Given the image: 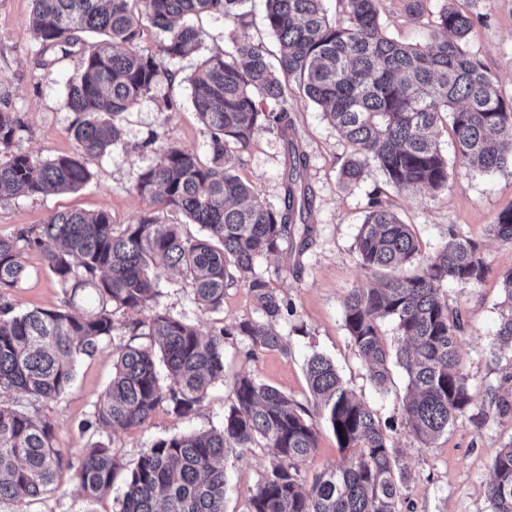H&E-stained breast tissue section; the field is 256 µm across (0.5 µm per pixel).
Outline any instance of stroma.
Instances as JSON below:
<instances>
[{"label": "stroma", "instance_id": "stroma-1", "mask_svg": "<svg viewBox=\"0 0 512 512\" xmlns=\"http://www.w3.org/2000/svg\"><path fill=\"white\" fill-rule=\"evenodd\" d=\"M444 0H425L422 17L409 16L405 0H380V19L391 37L416 44L425 42L433 29V16ZM32 0H0V107L8 108L25 127L21 147L42 160L71 154L69 127L75 118L66 104V81L80 66V51L64 56L41 51L30 29ZM482 15L470 34L471 48L487 65L504 99H512V0H480ZM189 25L201 33L192 54L167 62V78L161 81L122 121V142L104 156L90 161L92 177L80 189L48 196L20 197L0 203V237L43 224L53 213L66 209L104 210L113 224L136 223L153 210L150 199L137 194L139 173L155 155L143 146L150 136L159 144L178 146L206 156L210 136L191 103L188 82L195 67L229 47L226 38L231 21L212 16L189 17ZM176 102L175 110L160 111L163 98ZM288 110L295 134L307 154L306 178L313 192V232L301 266L285 258L257 261L256 273L269 276L274 288L292 306L291 315L277 329L287 336L286 351L252 350L247 339L236 336L224 345V380L217 383L198 409L179 417L158 411L144 426L127 430L84 433L80 424L112 378L115 348L123 337L106 343L94 356L83 359L76 379L63 398L47 405L45 412L55 425L59 448L80 453L98 438L119 452L125 465L137 461L143 448L157 439L186 435L221 426L233 400L238 374L275 387L308 410L319 430L318 448L301 466L305 481L326 467L341 463L343 455L324 423L309 392L306 361L316 353L330 358L343 379L387 422L388 445L407 467L402 489V512H491L487 485L492 463L500 449L512 441V416L499 415L488 389L512 375V352L500 349L494 332L502 317L511 313L503 303L496 279L468 287H448L450 308L464 322L460 352L470 375L472 421L457 425L428 448L401 423L402 399L407 379L398 365H391L386 388L369 379L364 360L355 352L344 327L343 303L350 288L370 279L361 268L354 248L365 216L367 197L381 191L383 200L408 224L413 225L423 254L429 255L458 230L481 245L494 270L512 268V245L488 234L497 214L512 205V169L480 172L469 169L454 149L449 128L439 130L440 146L448 158V189L436 197L399 195L384 184L378 170H370L359 185L345 188L338 180L348 147L342 136L309 100L289 92ZM283 143L277 134L259 133L241 155L238 175L253 189L258 200L277 204L282 193ZM28 275L17 287L0 291V298L17 310L51 308L63 294L38 253L27 255ZM160 308L184 318L201 333L219 322L231 325L257 318L254 302L243 284L226 288L224 304L215 311L203 309L184 277L172 270L159 273ZM269 462L266 451L255 450L226 461L225 512H245L247 498ZM115 481L110 494L86 501L69 476H62L27 512H115L122 494Z\"/></svg>", "mask_w": 512, "mask_h": 512}]
</instances>
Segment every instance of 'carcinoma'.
I'll return each mask as SVG.
<instances>
[{"mask_svg":"<svg viewBox=\"0 0 512 512\" xmlns=\"http://www.w3.org/2000/svg\"><path fill=\"white\" fill-rule=\"evenodd\" d=\"M30 24L42 50L87 45L79 70L66 82L74 150L38 160L20 147L22 126L0 109V202L76 191L91 179L89 160L122 142V114L164 76V62L195 50L200 34L176 20L207 14L244 24L245 0H32ZM326 0H266V23L280 46L270 64L263 43L229 35L230 48L206 59L188 78L191 101L209 132L208 159L173 146L155 149L154 162L135 190L165 211L180 213L202 234H183L147 213L115 228L106 211L62 210L17 238L0 237V288H14L28 274L23 254L39 253L57 279L64 300L52 308L17 312L0 303V503L28 504L71 474L89 500L112 489L123 469L118 452L102 441L78 455L55 444L45 405L72 386L77 364L92 357L114 331L148 343L119 345L112 379L89 417L85 432L128 429L149 422L161 408L193 413L224 377V343L233 336L268 351H285L276 330L289 304L254 273L255 262L278 256L311 233L313 192L304 172L307 155L288 136V85L321 108L349 147L339 171L345 187L366 170L407 196L448 189V158L436 138L451 126L457 153L481 172L512 168V101L505 100L479 55L470 50L475 13L442 5L434 34L421 44L390 38L378 0H337L347 25L330 21ZM164 34L156 50L141 49L145 27ZM268 100L276 107L262 109ZM283 141V193L276 205L259 203L236 173L240 153L256 134ZM493 238L512 245V206L488 225ZM355 248L362 267L378 275L351 288L344 327L367 364L369 379L383 387L396 363L407 378L405 426L426 448L448 429L470 419V377L460 354L464 326L449 308L446 288L497 279L512 310V269L494 271L479 244L451 230L431 256H422L413 225L382 200L368 196ZM182 272L201 306L224 305L225 288L248 273L244 287L259 317L213 327L202 334L183 318L156 311L139 314L161 295L157 271ZM93 290L96 305L83 312L74 300ZM395 324L387 343L382 324ZM512 347V314L495 332ZM166 369L162 383L157 362ZM309 391L332 430L344 463L326 468L311 483L300 463L317 449L318 430L307 411L278 389L249 374L234 384L221 427L188 436L159 438L124 477L120 512H224L229 454L263 448L269 466L247 501L246 512H401L406 467L387 443L384 425L343 380L332 360L314 354L306 364ZM490 402L512 414V387L488 389ZM492 512H512V441L496 455L487 487Z\"/></svg>","mask_w":512,"mask_h":512,"instance_id":"carcinoma-1","label":"carcinoma"}]
</instances>
